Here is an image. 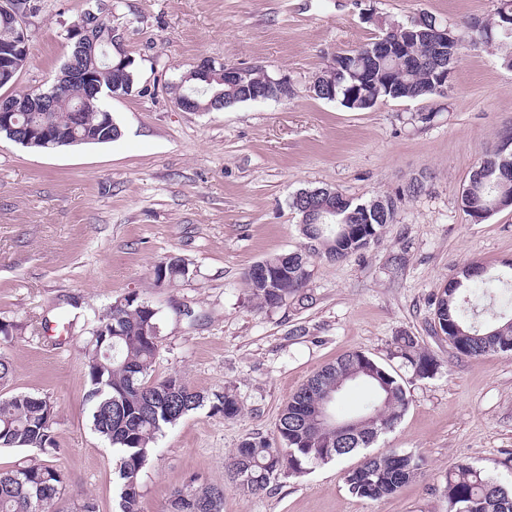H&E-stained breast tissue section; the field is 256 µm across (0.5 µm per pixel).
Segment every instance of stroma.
<instances>
[{"label":"stroma","mask_w":512,"mask_h":512,"mask_svg":"<svg viewBox=\"0 0 512 512\" xmlns=\"http://www.w3.org/2000/svg\"><path fill=\"white\" fill-rule=\"evenodd\" d=\"M30 56L16 88H44L65 35L90 0H38ZM497 0H112L136 78L106 95L111 142L34 150L0 140V355L4 395L55 408L57 447L0 448V470L41 462L66 475L58 512L88 501L116 512L119 455L92 426L85 357L94 320L135 293L157 308L152 375L178 374L206 396L232 393L231 419L203 406L158 436L140 474L142 512H164L190 479L224 487L223 512H448L449 469L463 461L512 486V352L465 357L434 334L433 303L463 268L512 262V208L473 222L460 195L474 166L512 128V70L497 53L464 51L445 96L389 100L364 112L315 97L334 54L428 12L457 26L493 16ZM286 78L291 97L185 112L168 89L201 59ZM435 112L431 124L412 114ZM421 181L417 196L406 193ZM330 187L362 201L400 194L395 220L347 259H311L306 286L257 308L244 273L304 249L297 192ZM188 278L156 287L167 256ZM191 309V317L175 307ZM418 337L437 361L417 376L396 355ZM363 351L404 386L409 406L367 454L390 450L423 468L393 498L353 495L346 471L365 454L306 465L263 490L228 488L226 465L248 437L277 441L288 399L323 366Z\"/></svg>","instance_id":"35a3bbf8"}]
</instances>
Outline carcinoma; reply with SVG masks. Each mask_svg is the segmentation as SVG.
Listing matches in <instances>:
<instances>
[{
	"mask_svg": "<svg viewBox=\"0 0 512 512\" xmlns=\"http://www.w3.org/2000/svg\"><path fill=\"white\" fill-rule=\"evenodd\" d=\"M512 15V0H500L494 17L483 20L482 40L472 37L471 23L452 28L456 38L434 53L427 47L430 29L446 26L433 14L419 25L413 53L420 63L386 59L368 51V42L356 49L338 53L336 82L325 86L318 98L337 101L353 111H366L387 100H423L433 95V82L445 70H452L467 48H487L501 52V64L512 70V35L504 34L503 16ZM68 58L83 66L88 79L102 84L104 92L112 87L134 83L132 65L123 72L107 70L101 50L86 52L76 41L66 42ZM84 82L69 84L68 98L50 113L55 125L70 126L72 110L81 103ZM174 100L187 94L204 106L216 92L224 91V107L253 100L251 89L231 88L208 83L198 76L184 75L170 87ZM15 115L14 130L0 131V137L13 140L16 134L34 131L41 113L26 105L25 93ZM98 111L87 112L77 134H89L90 142L106 143L120 135L116 123H105L102 104ZM504 165L512 167V131L488 151L474 167L467 183L469 200L478 209L467 211L476 223L497 212V203L512 199V179L499 175ZM319 202L309 191L296 193L290 207L298 215ZM358 202L350 203L340 214L315 229L319 250H300L266 259L272 265H288L289 276L266 281L245 273L251 296L257 307H274L288 295L304 287L310 277L312 256L323 255L341 260L366 249L379 238L394 214L384 213L372 223L359 225L356 240L340 235L341 225L353 221ZM189 274V264L182 258L165 260L166 280L178 281ZM500 297L501 306L512 308V272L475 274L465 279L457 290L447 289L435 302L433 326L448 339L461 355L477 357L490 351L512 348V316L498 312V319L484 320L490 308L487 301ZM145 301L125 298L114 302L98 316L91 331L86 354L87 385L85 401L90 405L94 430L120 454L117 475L118 512H142L139 477L153 451L157 436L190 412L211 403V408L233 418L239 412L235 397L226 392L214 398L192 388L182 377L171 375L153 379L150 368L158 351L159 313L151 312ZM398 357L406 361L420 377L434 373L437 363L414 336H400L396 341ZM351 368L363 370L358 380L373 387V397L355 418L372 417L375 423L355 433L342 435L333 428L347 421L336 415V401L341 391L336 383ZM409 404L406 392L396 377L362 351L350 352L315 372L288 400L277 423L281 444L273 445L262 437H250L236 448L227 472V486L256 491L265 488L280 475L303 472L306 463H325L367 448L375 436L391 428ZM317 407L326 408L330 427L313 418ZM55 409L51 402L31 395L15 394L0 398V447H31L43 452L56 448L53 425ZM420 463L410 453L391 452L365 458L347 471L344 481L351 493L370 499H389L412 479ZM65 490L64 473L44 463H30L9 471H0V512H53ZM448 512H512V490L484 471L465 462L456 463L448 472L446 483ZM224 488L190 482L171 494L167 512H222Z\"/></svg>",
	"mask_w": 512,
	"mask_h": 512,
	"instance_id": "cac0c4a2",
	"label": "carcinoma"
}]
</instances>
